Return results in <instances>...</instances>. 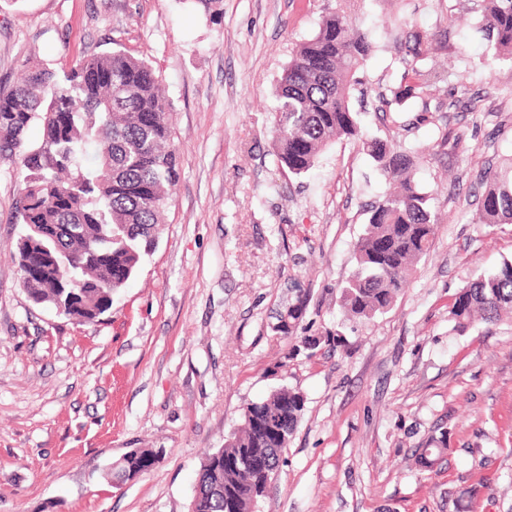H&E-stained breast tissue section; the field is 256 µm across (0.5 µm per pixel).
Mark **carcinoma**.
<instances>
[{"label":"carcinoma","mask_w":512,"mask_h":512,"mask_svg":"<svg viewBox=\"0 0 512 512\" xmlns=\"http://www.w3.org/2000/svg\"><path fill=\"white\" fill-rule=\"evenodd\" d=\"M484 30L496 57L512 62V0H484ZM371 43L356 29L344 4L327 12L316 33L301 43L274 88V155L278 166L301 176L332 143L354 140L394 188L372 203L355 245L356 267L342 288L340 307L349 321L387 312L414 266L430 250L436 224L432 193L414 179L415 156L388 139L367 140L350 106L356 74ZM406 64L395 92L414 98L432 82L420 65L428 37L410 35ZM37 125L41 139L29 141ZM174 128L158 78L145 62L122 51L92 55L50 70L27 69L0 93V157L27 171L17 202L24 233L16 243L19 267L35 262L38 244L50 254L41 272L22 280L27 297L78 324H93L112 309L115 294L135 275L166 223L170 190L180 180ZM482 224H512V160L485 175ZM303 313L297 299L281 317L285 334ZM512 314V260L479 273L457 293L451 315L457 326L496 324ZM303 395L282 387L248 404L243 425L201 464L195 512H248L267 492L260 461L280 466L288 439L304 410ZM445 433L419 449L426 467L446 450Z\"/></svg>","instance_id":"1"}]
</instances>
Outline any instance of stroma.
Segmentation results:
<instances>
[{"label": "stroma", "mask_w": 512, "mask_h": 512, "mask_svg": "<svg viewBox=\"0 0 512 512\" xmlns=\"http://www.w3.org/2000/svg\"><path fill=\"white\" fill-rule=\"evenodd\" d=\"M335 3L223 0L213 17L193 0H0V91L28 65L123 51L155 69L182 161L154 249L79 325L22 289L25 172L0 159V512H190L206 453L283 386L305 408L259 512H512V321L461 331L450 314L476 271L512 259V224L477 221L481 175L512 158V65L481 0H355L372 94L352 109L366 137L416 150L438 224L393 307L348 321L341 290L386 181L346 140L288 175L272 139L274 87ZM411 31L432 41L434 79L381 112ZM299 293L289 338L276 316ZM442 431L424 468L418 450ZM134 448L157 463L112 485Z\"/></svg>", "instance_id": "obj_1"}]
</instances>
